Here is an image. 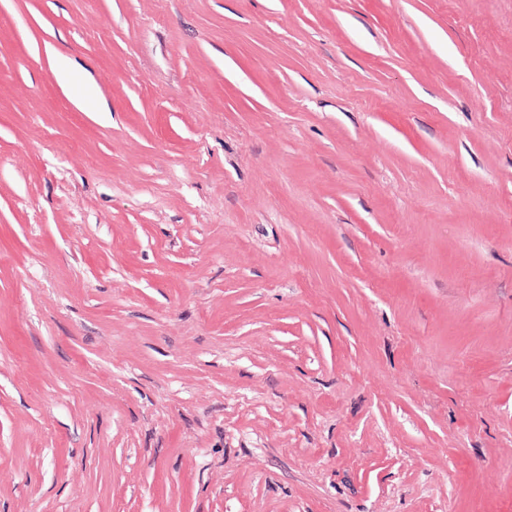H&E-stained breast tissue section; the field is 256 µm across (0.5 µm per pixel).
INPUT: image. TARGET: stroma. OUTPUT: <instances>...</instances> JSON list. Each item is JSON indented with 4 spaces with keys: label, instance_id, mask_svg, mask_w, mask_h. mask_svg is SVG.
<instances>
[{
    "label": "stroma",
    "instance_id": "stroma-1",
    "mask_svg": "<svg viewBox=\"0 0 512 512\" xmlns=\"http://www.w3.org/2000/svg\"><path fill=\"white\" fill-rule=\"evenodd\" d=\"M0 512H512V0H0Z\"/></svg>",
    "mask_w": 512,
    "mask_h": 512
}]
</instances>
